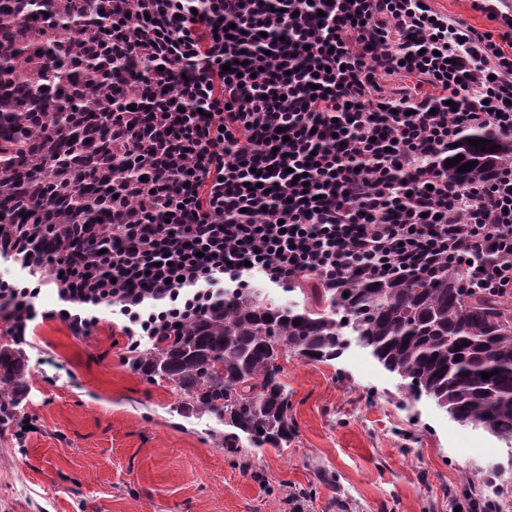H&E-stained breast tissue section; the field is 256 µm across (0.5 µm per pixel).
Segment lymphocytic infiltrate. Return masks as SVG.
Wrapping results in <instances>:
<instances>
[{
    "instance_id": "f902f5d3",
    "label": "lymphocytic infiltrate",
    "mask_w": 512,
    "mask_h": 512,
    "mask_svg": "<svg viewBox=\"0 0 512 512\" xmlns=\"http://www.w3.org/2000/svg\"><path fill=\"white\" fill-rule=\"evenodd\" d=\"M432 0H114L105 39L149 62L139 224L89 254L34 255L0 236V321L72 335L120 322L129 350L247 288L433 278L512 294V162L448 180L466 129L512 135V26L483 32ZM410 75L430 95L383 93ZM286 139H279L278 128ZM59 308L38 310L44 267Z\"/></svg>"
}]
</instances>
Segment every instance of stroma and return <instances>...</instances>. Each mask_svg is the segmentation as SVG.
Instances as JSON below:
<instances>
[{"mask_svg":"<svg viewBox=\"0 0 512 512\" xmlns=\"http://www.w3.org/2000/svg\"><path fill=\"white\" fill-rule=\"evenodd\" d=\"M32 378L0 425V512H469L466 487L512 503V449L463 427L358 343L285 363L295 434L224 453V426L185 418L165 381L133 370L109 313L91 336L40 323ZM312 485V498H299Z\"/></svg>","mask_w":512,"mask_h":512,"instance_id":"1","label":"stroma"}]
</instances>
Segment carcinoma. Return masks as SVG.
<instances>
[{"instance_id": "1", "label": "carcinoma", "mask_w": 512, "mask_h": 512, "mask_svg": "<svg viewBox=\"0 0 512 512\" xmlns=\"http://www.w3.org/2000/svg\"><path fill=\"white\" fill-rule=\"evenodd\" d=\"M112 25L106 0H0V225L25 228L38 253L67 241L89 252L110 224L140 167L117 149L114 128L128 106L142 109L125 77L145 72L95 33ZM482 138L493 152L471 146ZM448 180L472 183L512 153L486 129L463 132ZM475 161L470 171L458 168ZM314 306L269 307L253 289L224 292V307L132 358L151 381L172 383L179 412H204L231 431L224 451L278 448L295 432L284 363L330 361L353 336L409 396H427L462 426L512 446V299L460 287L454 274L313 291ZM300 324L295 325L293 321ZM496 371L489 378L481 373ZM28 361L0 348V419L27 391Z\"/></svg>"}]
</instances>
